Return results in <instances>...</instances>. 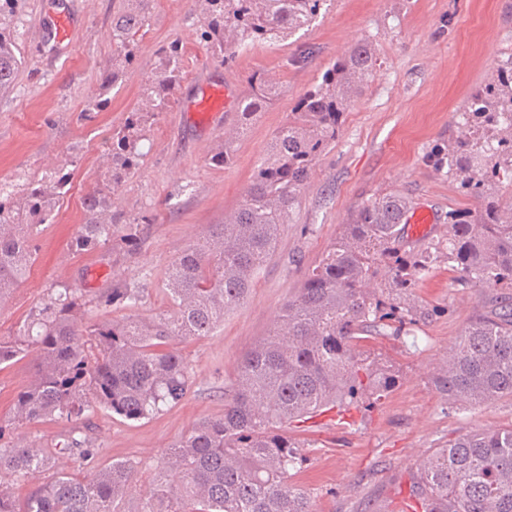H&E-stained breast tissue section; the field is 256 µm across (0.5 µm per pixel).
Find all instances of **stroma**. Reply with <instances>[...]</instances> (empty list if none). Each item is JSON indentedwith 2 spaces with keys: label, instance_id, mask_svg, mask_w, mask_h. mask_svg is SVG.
<instances>
[{
  "label": "stroma",
  "instance_id": "obj_1",
  "mask_svg": "<svg viewBox=\"0 0 512 512\" xmlns=\"http://www.w3.org/2000/svg\"><path fill=\"white\" fill-rule=\"evenodd\" d=\"M46 2L16 0L4 21L23 65L13 88L0 95V181L40 178L46 169L68 167L72 156L78 163L68 167L54 223L33 241L36 260L28 276L0 303V336L12 335L47 289L62 286L85 289L95 298L114 284L140 282V316L165 310L162 279L168 265L242 203L256 164L298 98L358 40H368L377 57L373 78L317 162L244 302L213 335L183 344L194 374L192 394L149 420L126 421L99 411L81 421L98 464L136 463L144 483L169 444L199 422L223 415L224 389L242 357L270 333L283 304L358 205L393 194L411 207L431 208L437 218L429 233L433 240L447 237L449 211L476 209V201L428 156L455 133L471 90L512 54V0H325L308 30L275 45H254L228 64L204 48L192 0H154L151 26L127 81L111 90L105 111L89 117L83 104L112 57V17L125 0H64L77 25L69 46L59 51L36 39ZM172 43L183 55L181 82L170 109L148 121L140 169L117 199L126 218L140 222V237L133 246L117 240L75 251L71 241L83 222V198L101 182L112 136L136 106L157 51ZM262 73L277 75L278 100L237 141L232 167L209 165L237 115L226 113L223 126L207 127L189 119L182 102L207 77L232 79L244 94L251 77ZM187 184L192 192L185 195L181 189ZM148 271L153 277L147 282ZM417 293L432 311L428 322L414 326L409 337L386 331L367 341L398 369L394 390L372 406L333 409L295 431L309 445L295 480L310 490L316 512H409L410 478L420 457L472 431L512 427L511 397L457 409L433 385L437 367L465 326L492 305L512 304V289L459 285L442 261ZM32 367L27 358L0 370V436L51 450L63 442L68 425L50 419L32 426L10 422L14 396L27 386Z\"/></svg>",
  "mask_w": 512,
  "mask_h": 512
}]
</instances>
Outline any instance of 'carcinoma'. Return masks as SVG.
<instances>
[{"instance_id": "carcinoma-1", "label": "carcinoma", "mask_w": 512, "mask_h": 512, "mask_svg": "<svg viewBox=\"0 0 512 512\" xmlns=\"http://www.w3.org/2000/svg\"><path fill=\"white\" fill-rule=\"evenodd\" d=\"M193 2L206 51L226 62L254 44L285 41L309 27L324 0ZM152 5L127 0L112 16V66L84 111H104L110 90L134 67ZM6 33L0 29V90L16 82L21 66ZM376 66L366 39L329 63L273 135L242 203L168 266L163 313L148 321L134 313L92 320L95 306L138 308L144 288L137 284H117L97 302L82 288L48 289L13 335L0 336L1 370L35 356L11 422L72 423L96 410L140 421L186 399L194 381L177 345L212 335L247 297L319 158L336 143L352 97ZM182 73L178 46L159 50L153 79L112 136V174L84 199L75 250L107 244L122 223L125 239L137 240L138 225L112 207L124 180L140 167L137 143L146 123L168 110ZM279 93L280 82L271 77L252 82L233 135L209 164H233L234 143ZM459 117V135L435 149L431 161L477 200L478 210L448 212V240L409 245L403 223L409 205L399 196L362 203L282 307L273 330L244 355L224 391V416L197 424L169 446L135 509L126 508L135 467L122 460L93 465L95 449L74 427L61 452L89 466L82 478L52 470L51 452L32 443L0 444V512H314L307 490L288 481L310 447L290 431L329 406L371 405L395 387L396 372L366 347L365 333L389 327L400 336L431 317L416 288L442 260L465 285L512 288V201L498 192L502 180L512 178V55L492 68ZM68 181L58 169L22 186L0 184V301L28 275L33 240L54 218ZM434 386L461 408L512 397V307L465 327ZM25 482L34 487L19 498L15 486ZM410 492L417 512H512V427L470 432L425 454Z\"/></svg>"}]
</instances>
